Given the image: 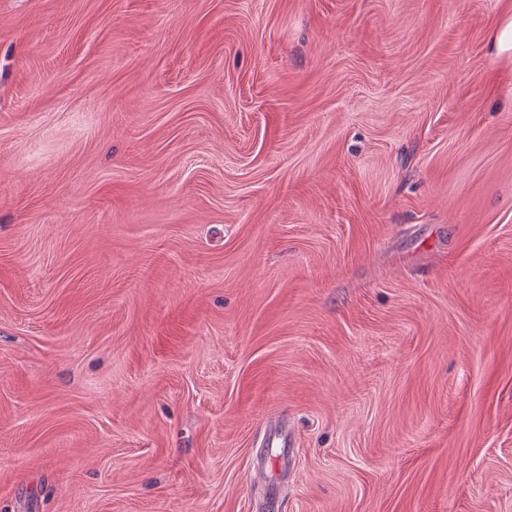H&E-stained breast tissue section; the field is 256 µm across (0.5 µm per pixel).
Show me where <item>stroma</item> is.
<instances>
[{
	"instance_id": "1",
	"label": "stroma",
	"mask_w": 512,
	"mask_h": 512,
	"mask_svg": "<svg viewBox=\"0 0 512 512\" xmlns=\"http://www.w3.org/2000/svg\"><path fill=\"white\" fill-rule=\"evenodd\" d=\"M511 17L0 0V512H512Z\"/></svg>"
}]
</instances>
